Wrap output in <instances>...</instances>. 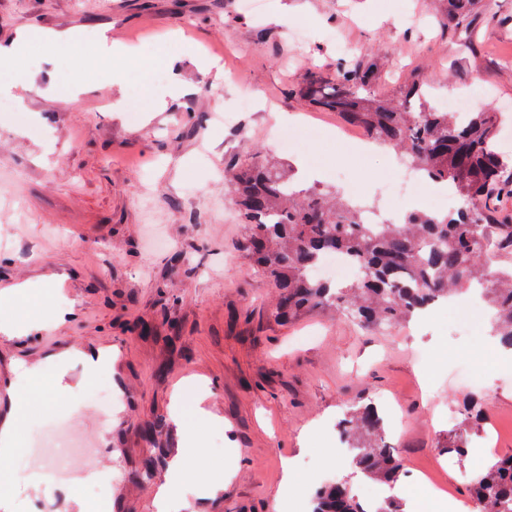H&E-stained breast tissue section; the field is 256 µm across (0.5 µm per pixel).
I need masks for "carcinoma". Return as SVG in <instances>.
Wrapping results in <instances>:
<instances>
[{
    "label": "carcinoma",
    "instance_id": "carcinoma-1",
    "mask_svg": "<svg viewBox=\"0 0 512 512\" xmlns=\"http://www.w3.org/2000/svg\"><path fill=\"white\" fill-rule=\"evenodd\" d=\"M447 2L453 32L480 20L475 0ZM296 93L363 129L369 140L397 148L423 178L451 185L460 205L445 215L410 211L398 223L365 224L362 208L339 197L331 204L318 192L302 195L273 165L236 170L235 205L248 230L244 249L277 289L276 316L291 320L336 308L386 328L477 286L492 310L491 335L512 349V213L501 208L512 199V158L495 148L498 113L459 118L432 105L413 112L412 100L429 96L424 83L413 82L402 100L384 101L347 64L334 79L307 74ZM330 252L358 269L345 286L313 274ZM490 259L506 266L492 271ZM346 423L354 474L393 485L401 464L385 444L376 407L355 405ZM464 484L480 512H512V455L465 475ZM313 512H399V504L388 498L370 511L341 480L317 491Z\"/></svg>",
    "mask_w": 512,
    "mask_h": 512
}]
</instances>
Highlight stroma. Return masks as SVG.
<instances>
[{
    "label": "stroma",
    "instance_id": "obj_1",
    "mask_svg": "<svg viewBox=\"0 0 512 512\" xmlns=\"http://www.w3.org/2000/svg\"><path fill=\"white\" fill-rule=\"evenodd\" d=\"M0 0V46L18 31L67 32L80 49L42 46L0 68V289L49 277L36 296L0 311L55 309L38 330L0 334V420L25 403L30 448L62 430L74 447L66 488L54 496L43 472L12 456L0 503L18 512H75L101 484L106 512H157L154 493L181 448L172 420L178 385L192 380L203 406L222 417L200 429L177 512H312L317 490L353 476L339 431L356 403L391 398L384 440L406 480L396 499L420 512L435 486L467 493L463 475L512 453V352L498 347L482 305L438 303L426 316L379 331L342 313L293 322L272 314L274 290L242 244L226 169L280 162L300 188L351 182L367 208L383 209L395 175L390 146L361 156L335 140L346 124L296 94L307 72L335 77L340 63L369 71V90L401 98L425 79L437 96L475 100V111L512 104V0H479L471 44L443 25L444 0ZM107 28L128 52L120 69L97 59ZM219 60L212 82L200 58ZM92 60L69 100L75 63ZM34 83L15 87L17 73ZM185 90L169 95L172 81ZM168 93L157 110L155 97ZM306 122L327 135L289 151L274 124ZM157 331L140 337L131 323ZM481 393L489 417L466 418ZM468 452H446L451 434ZM298 484L283 493L286 464ZM236 474L217 496L202 486Z\"/></svg>",
    "mask_w": 512,
    "mask_h": 512
}]
</instances>
